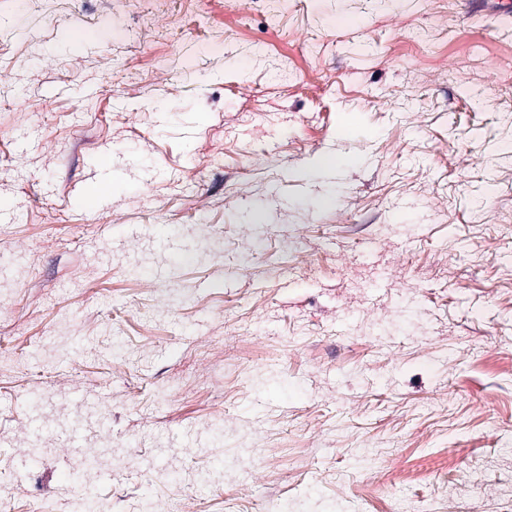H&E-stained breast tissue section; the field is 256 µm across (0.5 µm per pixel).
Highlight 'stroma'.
Segmentation results:
<instances>
[{"label":"stroma","instance_id":"1","mask_svg":"<svg viewBox=\"0 0 512 512\" xmlns=\"http://www.w3.org/2000/svg\"><path fill=\"white\" fill-rule=\"evenodd\" d=\"M507 112L512 0H0L9 512H498Z\"/></svg>","mask_w":512,"mask_h":512}]
</instances>
